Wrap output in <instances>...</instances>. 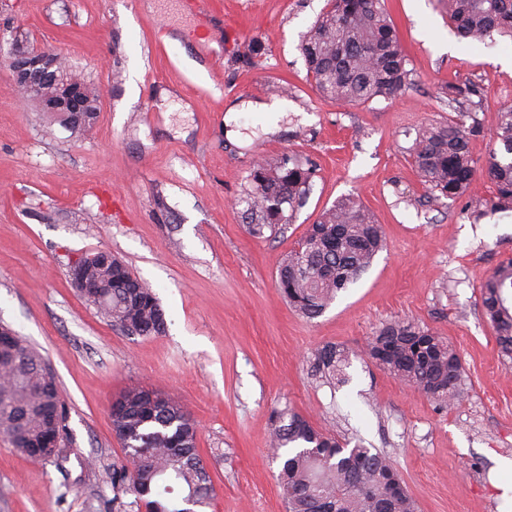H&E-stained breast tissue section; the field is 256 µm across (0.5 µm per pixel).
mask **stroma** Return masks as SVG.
<instances>
[{
    "label": "stroma",
    "instance_id": "35a3bbf8",
    "mask_svg": "<svg viewBox=\"0 0 512 512\" xmlns=\"http://www.w3.org/2000/svg\"><path fill=\"white\" fill-rule=\"evenodd\" d=\"M208 2L196 13L183 0H0V325L39 352L67 408L53 457L0 440V512H143L112 482L125 449L109 407L134 384L179 399L194 419L215 489L206 512H285L269 432L272 413L291 411L390 457L419 512H502L512 359L480 292L512 260V210L494 207L483 173L498 114L512 103V41L460 40L440 0H386L411 83L346 105L317 90L300 51L327 0ZM176 31L178 48L167 40ZM35 45L95 89L91 129L66 130L19 90L6 57ZM451 82L483 97L470 143L478 173L454 200L431 194L411 154L422 128L456 119ZM274 99L291 109L272 133L249 105ZM280 154L314 167L310 191L291 223L255 237L249 175ZM349 196L381 224L386 246L306 318L281 296L279 267L309 224ZM96 249L152 289L163 333L125 334L77 292L70 268ZM397 318L458 353L453 408L363 354ZM327 345L349 354L345 382L314 370Z\"/></svg>",
    "mask_w": 512,
    "mask_h": 512
}]
</instances>
